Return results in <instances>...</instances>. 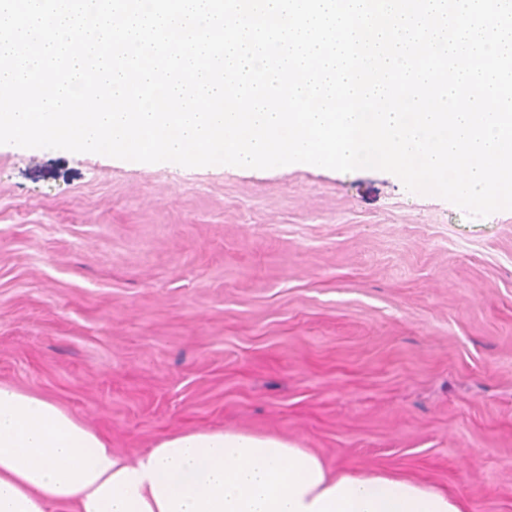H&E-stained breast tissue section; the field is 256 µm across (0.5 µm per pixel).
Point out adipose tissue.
I'll use <instances>...</instances> for the list:
<instances>
[{
  "instance_id": "1",
  "label": "adipose tissue",
  "mask_w": 512,
  "mask_h": 512,
  "mask_svg": "<svg viewBox=\"0 0 512 512\" xmlns=\"http://www.w3.org/2000/svg\"><path fill=\"white\" fill-rule=\"evenodd\" d=\"M465 512L379 472L331 471L276 437L189 432L128 456L54 400L0 386V512Z\"/></svg>"
}]
</instances>
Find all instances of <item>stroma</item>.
Here are the masks:
<instances>
[{"label": "stroma", "instance_id": "35a3bbf8", "mask_svg": "<svg viewBox=\"0 0 512 512\" xmlns=\"http://www.w3.org/2000/svg\"><path fill=\"white\" fill-rule=\"evenodd\" d=\"M0 384L126 454L275 435L512 512V210L0 145Z\"/></svg>", "mask_w": 512, "mask_h": 512}]
</instances>
